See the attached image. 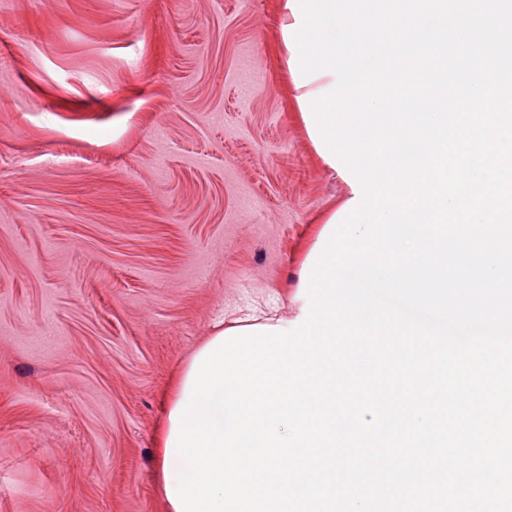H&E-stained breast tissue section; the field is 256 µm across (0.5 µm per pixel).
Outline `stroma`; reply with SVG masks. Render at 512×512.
<instances>
[{
  "label": "stroma",
  "mask_w": 512,
  "mask_h": 512,
  "mask_svg": "<svg viewBox=\"0 0 512 512\" xmlns=\"http://www.w3.org/2000/svg\"><path fill=\"white\" fill-rule=\"evenodd\" d=\"M281 0H0V512H166L162 400L290 321L347 187Z\"/></svg>",
  "instance_id": "35a3bbf8"
}]
</instances>
